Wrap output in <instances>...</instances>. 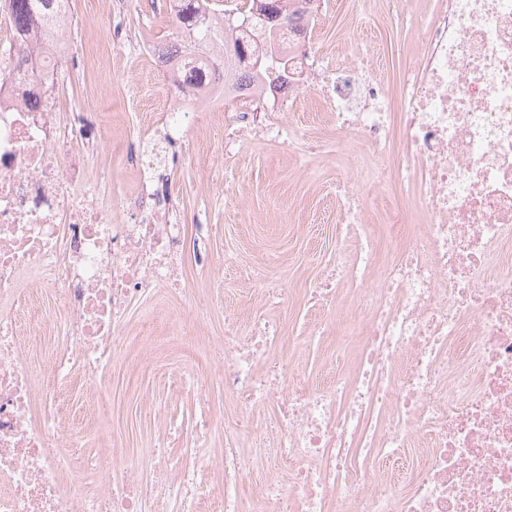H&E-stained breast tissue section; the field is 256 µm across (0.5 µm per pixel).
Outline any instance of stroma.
I'll return each mask as SVG.
<instances>
[{
	"instance_id": "1",
	"label": "stroma",
	"mask_w": 512,
	"mask_h": 512,
	"mask_svg": "<svg viewBox=\"0 0 512 512\" xmlns=\"http://www.w3.org/2000/svg\"><path fill=\"white\" fill-rule=\"evenodd\" d=\"M73 39L92 54L90 64L70 66L51 88L53 95L76 104L87 115L91 134L111 137L99 162L112 170L109 187L115 200H123L139 181L123 155L126 144L140 139L143 125L161 136L163 125L150 104L177 98L178 92L154 60L141 54V40H159L170 34L169 10L154 11L128 0L122 15L111 14L104 0H70ZM115 25L123 26L124 42L114 46L106 38ZM364 40L386 82L391 99H399V75L418 54L409 22L397 17L391 0H372L360 8L358 0H323L300 49L312 68L335 65L346 58L357 40ZM112 71L108 86L98 83V65ZM240 101H229L224 111L188 130L190 139L204 150L202 158H183L173 148V158L156 170L155 187L177 210L185 226V247L178 273L183 284L211 295L212 305L204 326L186 321L188 299L162 292L133 298L125 325L131 335L149 327L155 338L150 358L131 350L115 359L105 375L112 415L105 432L94 433L96 443H115L127 456L165 438V424H182L180 435L166 437L171 448H191L196 442L195 417L199 404L193 390L169 395L172 372L197 371L209 377V408L217 423L208 439L209 450L219 454L224 428L237 417L236 405L224 394V381L211 372L209 344L224 335L226 313L241 326L257 320L280 324L283 335L297 337L295 348L280 347L294 361L306 381L342 368L351 371L353 352L337 355L332 338L315 336L317 323L337 321L335 306L316 304L311 290L335 267L339 246L347 233L348 218L339 186L347 165L339 147L345 140L334 116L323 102L320 88L310 82L298 85L296 100L270 104L271 123L289 127V137L243 134L231 155H224L215 139L217 131L232 125ZM387 193L375 192L366 211L386 258H393L400 243L419 232L420 217L405 208L409 186L399 184L392 161H382ZM208 224L206 242L210 268L196 259V227ZM275 257L271 281L286 288V304L265 301L253 276L266 257Z\"/></svg>"
}]
</instances>
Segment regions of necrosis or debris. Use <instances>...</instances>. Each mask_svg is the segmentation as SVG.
<instances>
[{"label":"necrosis or debris","mask_w":512,"mask_h":512,"mask_svg":"<svg viewBox=\"0 0 512 512\" xmlns=\"http://www.w3.org/2000/svg\"><path fill=\"white\" fill-rule=\"evenodd\" d=\"M399 101L361 50L326 94L337 129L383 159L400 140L420 175L409 203L421 231L388 259L370 236L346 271L358 284L353 375L310 386L276 355L274 322L240 333L226 322L215 369L240 422L224 429L223 480H201L209 458L202 414L195 447L144 460L123 449L86 453L87 428L111 405L102 380L132 344L129 300L183 292L175 271L181 225L157 192L115 207L101 192L100 142L65 121L34 81L20 44L58 80L82 63L68 14L49 35L0 41V512H512V0H440L418 36ZM209 90L191 85L164 114L165 139L197 152L187 131ZM369 158L353 156L347 196L366 206ZM33 286H19L22 275ZM62 324L60 343L24 336L22 321ZM269 426L246 434L253 410ZM258 478L255 501L244 497Z\"/></svg>","instance_id":"4bbe7bcc"}]
</instances>
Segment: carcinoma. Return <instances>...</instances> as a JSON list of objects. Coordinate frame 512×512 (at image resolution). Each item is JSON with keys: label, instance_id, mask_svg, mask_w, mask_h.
Instances as JSON below:
<instances>
[{"label": "carcinoma", "instance_id": "1", "mask_svg": "<svg viewBox=\"0 0 512 512\" xmlns=\"http://www.w3.org/2000/svg\"><path fill=\"white\" fill-rule=\"evenodd\" d=\"M69 0H0L14 28L23 32L47 23L61 3ZM314 0H250L249 7L229 19L211 0H170L173 40L158 45L157 59L165 65L180 48H202L219 42L224 46L220 63L199 69L183 83L206 78L215 85L229 82L244 89L265 79H279L288 71V57L281 54L277 39L289 43L306 32Z\"/></svg>", "mask_w": 512, "mask_h": 512}]
</instances>
